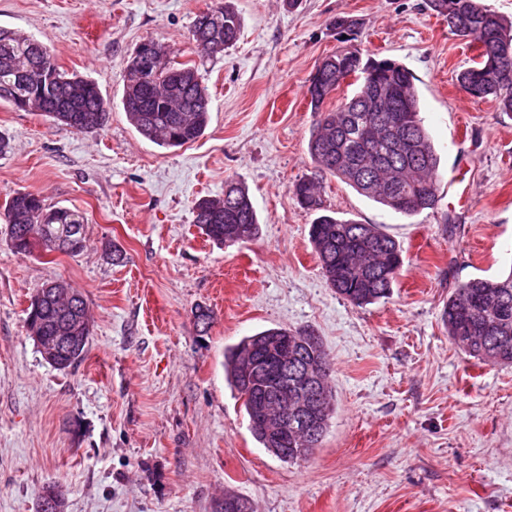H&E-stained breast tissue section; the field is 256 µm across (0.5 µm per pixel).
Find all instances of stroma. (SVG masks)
Returning <instances> with one entry per match:
<instances>
[{
  "label": "stroma",
  "instance_id": "obj_1",
  "mask_svg": "<svg viewBox=\"0 0 512 512\" xmlns=\"http://www.w3.org/2000/svg\"><path fill=\"white\" fill-rule=\"evenodd\" d=\"M212 0H0V27L45 46L66 73L94 80L107 125L77 132L0 105V207L16 191L84 213L75 255L15 253L0 218V512H38L59 482L65 512H213L230 491L255 512H512V367L466 357L441 314L456 282L512 268V116L456 82L474 47L424 0H230L239 41L202 74L210 122L166 149L121 104L136 47L155 39L193 60L188 40ZM358 20L350 35L334 19ZM404 63L441 158L436 209L407 218L336 178L338 216L381 225L404 249L391 296L357 307L329 287L309 243L312 213L289 188L312 169L306 88L341 48ZM471 202L454 207L457 169ZM246 184L258 239L219 245L195 199ZM123 250L122 263L102 251ZM83 292L84 360L61 371L27 330L45 281ZM211 310L201 331L196 306ZM273 327L311 329L332 364L334 412L307 461L253 438L224 374V350Z\"/></svg>",
  "mask_w": 512,
  "mask_h": 512
}]
</instances>
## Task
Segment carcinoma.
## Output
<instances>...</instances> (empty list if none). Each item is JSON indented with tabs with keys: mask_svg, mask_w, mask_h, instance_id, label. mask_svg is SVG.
<instances>
[{
	"mask_svg": "<svg viewBox=\"0 0 512 512\" xmlns=\"http://www.w3.org/2000/svg\"><path fill=\"white\" fill-rule=\"evenodd\" d=\"M426 7L448 21L451 34L480 45L471 66L457 75L458 85L475 99H492L512 114V21L482 4V0H426ZM240 19L225 0H213L195 16L188 39L204 63L239 39ZM160 48L173 61L167 68L125 72L122 105L126 116L143 137L167 148L182 147L200 138L208 126L209 95L199 67L176 61L177 54ZM54 67V82L42 84L45 66ZM371 75L347 101L334 108L326 102L344 83L345 68ZM415 76L391 59H363L357 50L341 49L325 56L309 79L306 94L318 119L309 153L311 174L296 180L291 192L299 206L317 217L310 226L312 249L324 278L333 290L354 306H366L389 297L403 267L401 244L378 224L341 219L327 209L322 198L323 178L335 177L358 194L398 214L411 217L438 203L440 156L420 118ZM19 111H40L58 124L80 132L96 131L107 123L110 107L98 85L54 66L46 47L15 30L0 27V104ZM194 223L213 241L234 245L252 241L260 223L248 188L235 179L224 181V197H201L193 204ZM6 235L12 249L23 255L36 252L75 254L86 243V218L69 208L49 207L32 192L17 191L4 207ZM41 285L42 297L35 316L27 317L29 335L38 341L58 335L52 322L67 311L76 348L66 344L52 359L58 370L83 360L91 324L83 294L69 288L57 299ZM448 336L482 364L512 365V271L495 279L475 277L457 283L442 311ZM287 339L288 357L299 366L314 360L332 367L320 337L310 330L270 328L241 339L224 352L230 386L241 397L251 433L262 447L281 449L284 463L309 458L328 430L333 412L332 387H326L310 431L294 430L297 415L288 411V431L272 441L254 424L253 402L274 399L282 381L260 378L249 370L275 360L269 340Z\"/></svg>",
	"mask_w": 512,
	"mask_h": 512,
	"instance_id": "cac0c4a2",
	"label": "carcinoma"
}]
</instances>
